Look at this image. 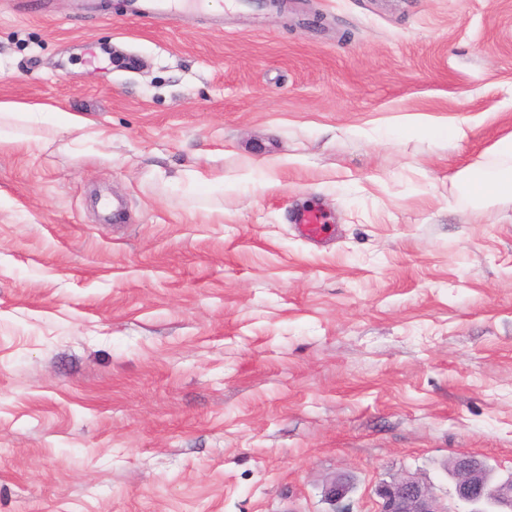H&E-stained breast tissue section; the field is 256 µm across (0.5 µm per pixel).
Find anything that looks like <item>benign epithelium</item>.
Instances as JSON below:
<instances>
[{
    "label": "benign epithelium",
    "mask_w": 512,
    "mask_h": 512,
    "mask_svg": "<svg viewBox=\"0 0 512 512\" xmlns=\"http://www.w3.org/2000/svg\"><path fill=\"white\" fill-rule=\"evenodd\" d=\"M454 494L467 504V512H512V474L494 478L490 468L478 457L459 453L455 456ZM353 484L349 476L337 474L324 487V500L329 512H351L349 507ZM379 512H449L448 504L433 487L412 475L380 483Z\"/></svg>",
    "instance_id": "7a95c632"
}]
</instances>
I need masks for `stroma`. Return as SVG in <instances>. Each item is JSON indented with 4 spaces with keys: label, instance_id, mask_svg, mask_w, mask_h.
Instances as JSON below:
<instances>
[{
    "label": "stroma",
    "instance_id": "35a3bbf8",
    "mask_svg": "<svg viewBox=\"0 0 512 512\" xmlns=\"http://www.w3.org/2000/svg\"><path fill=\"white\" fill-rule=\"evenodd\" d=\"M0 101L48 107L0 142V512L512 474V196L457 179L512 137V0H0ZM130 10L141 17L174 20L183 11L198 10L205 0H131ZM294 224L298 232L310 240L321 238L325 229L322 214L317 209L311 207L299 210L295 214Z\"/></svg>",
    "mask_w": 512,
    "mask_h": 512
}]
</instances>
